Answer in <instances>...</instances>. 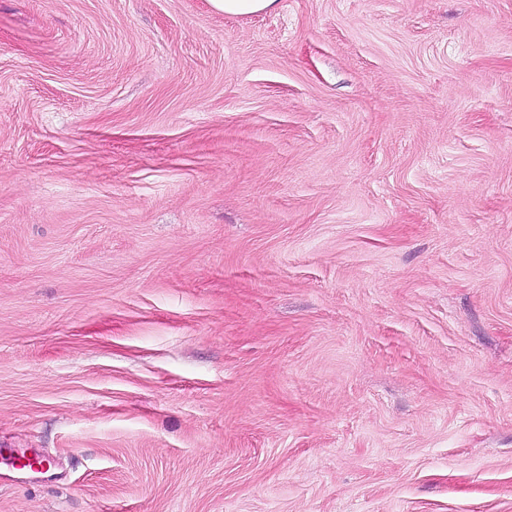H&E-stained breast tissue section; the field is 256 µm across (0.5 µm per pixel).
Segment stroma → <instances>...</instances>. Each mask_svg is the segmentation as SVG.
<instances>
[{"label": "stroma", "instance_id": "stroma-1", "mask_svg": "<svg viewBox=\"0 0 512 512\" xmlns=\"http://www.w3.org/2000/svg\"><path fill=\"white\" fill-rule=\"evenodd\" d=\"M0 512H512V0H0ZM211 8L224 15L247 16L270 12L277 7L278 0H208Z\"/></svg>", "mask_w": 512, "mask_h": 512}]
</instances>
